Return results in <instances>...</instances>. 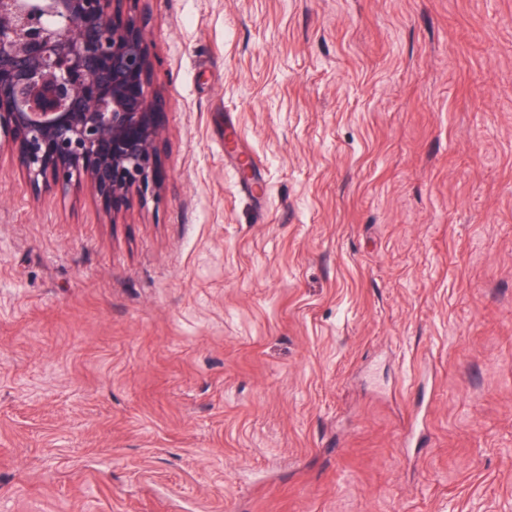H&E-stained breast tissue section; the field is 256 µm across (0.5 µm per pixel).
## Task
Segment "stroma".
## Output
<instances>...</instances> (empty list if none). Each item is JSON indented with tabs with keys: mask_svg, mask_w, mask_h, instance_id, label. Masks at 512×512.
<instances>
[{
	"mask_svg": "<svg viewBox=\"0 0 512 512\" xmlns=\"http://www.w3.org/2000/svg\"><path fill=\"white\" fill-rule=\"evenodd\" d=\"M138 9L160 192L0 158V512H512V0Z\"/></svg>",
	"mask_w": 512,
	"mask_h": 512,
	"instance_id": "1",
	"label": "stroma"
}]
</instances>
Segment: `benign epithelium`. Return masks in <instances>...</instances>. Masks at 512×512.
<instances>
[{
  "instance_id": "obj_1",
  "label": "benign epithelium",
  "mask_w": 512,
  "mask_h": 512,
  "mask_svg": "<svg viewBox=\"0 0 512 512\" xmlns=\"http://www.w3.org/2000/svg\"><path fill=\"white\" fill-rule=\"evenodd\" d=\"M139 0H0V155L31 183L104 204L160 189L157 99Z\"/></svg>"
}]
</instances>
